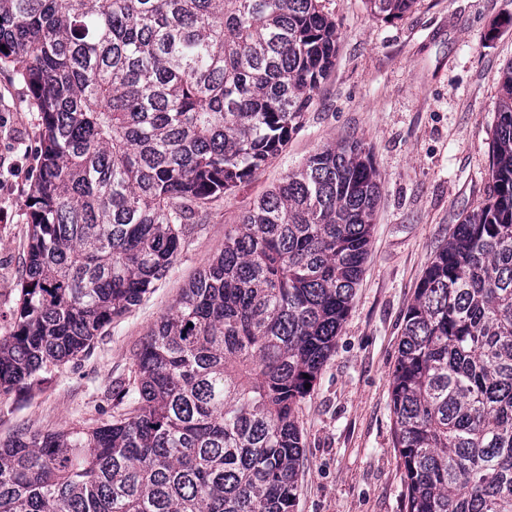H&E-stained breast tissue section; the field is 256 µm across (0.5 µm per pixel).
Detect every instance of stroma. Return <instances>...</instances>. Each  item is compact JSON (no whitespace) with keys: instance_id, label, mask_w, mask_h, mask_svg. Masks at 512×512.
I'll list each match as a JSON object with an SVG mask.
<instances>
[{"instance_id":"stroma-1","label":"stroma","mask_w":512,"mask_h":512,"mask_svg":"<svg viewBox=\"0 0 512 512\" xmlns=\"http://www.w3.org/2000/svg\"><path fill=\"white\" fill-rule=\"evenodd\" d=\"M339 29L336 65L302 129L246 186L195 225L169 273L89 354L51 383L0 396V440L19 430L60 431L112 409L143 337L181 288L224 245V232L288 170L323 146L358 139L383 181L370 253L333 355L298 410L304 457L296 512H405L393 447L390 379L401 330L423 272L464 210L487 191L499 80L512 60V0H417L396 19L366 0H325ZM21 170L0 174V320L18 298L28 231L24 201L41 121L24 82L0 68Z\"/></svg>"}]
</instances>
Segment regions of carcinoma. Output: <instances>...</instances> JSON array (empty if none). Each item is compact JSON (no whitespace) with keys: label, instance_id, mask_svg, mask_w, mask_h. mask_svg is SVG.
I'll use <instances>...</instances> for the list:
<instances>
[{"label":"carcinoma","instance_id":"cac0c4a2","mask_svg":"<svg viewBox=\"0 0 512 512\" xmlns=\"http://www.w3.org/2000/svg\"><path fill=\"white\" fill-rule=\"evenodd\" d=\"M322 2L0 0V61L42 125L1 393L88 352L282 154L336 63ZM497 113L487 197L426 267L392 371L406 512H512V61ZM381 192L357 139L286 173L150 329L109 418L0 441V512H295L297 412Z\"/></svg>","mask_w":512,"mask_h":512}]
</instances>
